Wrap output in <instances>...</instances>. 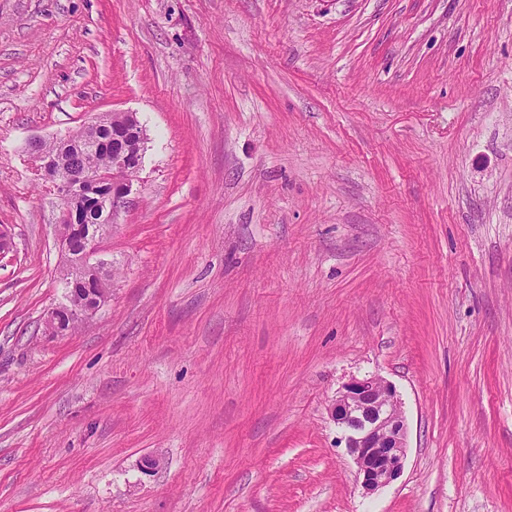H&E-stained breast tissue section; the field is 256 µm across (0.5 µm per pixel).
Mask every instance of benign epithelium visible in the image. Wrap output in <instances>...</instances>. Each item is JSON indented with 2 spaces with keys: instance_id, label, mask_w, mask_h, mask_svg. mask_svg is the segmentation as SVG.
Listing matches in <instances>:
<instances>
[{
  "instance_id": "obj_1",
  "label": "benign epithelium",
  "mask_w": 512,
  "mask_h": 512,
  "mask_svg": "<svg viewBox=\"0 0 512 512\" xmlns=\"http://www.w3.org/2000/svg\"><path fill=\"white\" fill-rule=\"evenodd\" d=\"M120 126L105 123L102 115L91 113L82 128L54 139L56 150H39L42 141L32 145L37 176L51 184L62 205L59 224V249L67 265L103 271L101 261L92 263L101 233L83 231V225L110 224L112 216L130 193L129 173L143 163L146 129L136 116ZM112 143V165L105 170L85 169L61 178L60 156L71 150L99 149ZM82 232V250L71 251L73 234ZM107 302L91 288H69L66 303L49 309L44 327L49 333L63 330L64 322L93 317ZM331 417L342 431L345 448L357 468L363 490L374 493L397 480L403 473L408 427L395 386L377 375L353 377L345 383L330 406Z\"/></svg>"
}]
</instances>
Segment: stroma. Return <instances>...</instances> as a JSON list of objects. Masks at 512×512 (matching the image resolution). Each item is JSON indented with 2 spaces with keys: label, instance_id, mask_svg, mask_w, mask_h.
Segmentation results:
<instances>
[{
  "label": "stroma",
  "instance_id": "stroma-1",
  "mask_svg": "<svg viewBox=\"0 0 512 512\" xmlns=\"http://www.w3.org/2000/svg\"><path fill=\"white\" fill-rule=\"evenodd\" d=\"M119 111L112 294L51 335L30 144ZM0 225V512H512V0H0ZM372 374L368 494L328 406ZM330 413L366 493L401 476L408 427L395 386L377 375L351 378L337 391Z\"/></svg>",
  "mask_w": 512,
  "mask_h": 512
}]
</instances>
